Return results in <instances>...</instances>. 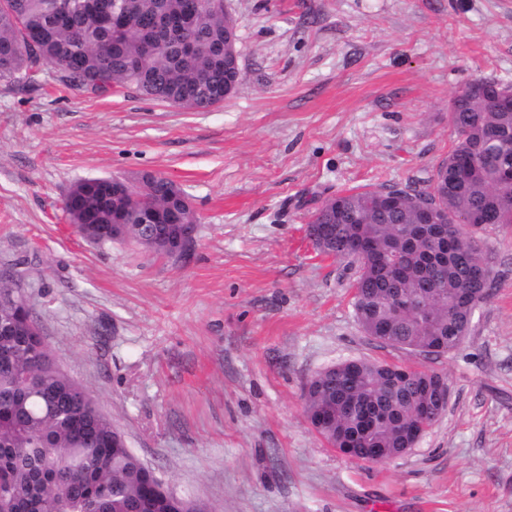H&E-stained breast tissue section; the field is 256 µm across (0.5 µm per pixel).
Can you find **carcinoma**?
Segmentation results:
<instances>
[{"mask_svg": "<svg viewBox=\"0 0 512 512\" xmlns=\"http://www.w3.org/2000/svg\"><path fill=\"white\" fill-rule=\"evenodd\" d=\"M132 20L112 30V14ZM158 16L173 22L155 33ZM224 0H204L195 16L192 0H0V82L40 83L43 67L59 81L91 92L81 80L89 70L109 87L132 86L171 105L186 98L198 109L224 92ZM191 39L190 48L183 37ZM512 96V85L477 78L450 100L454 149L423 186L381 185L328 198L312 214L333 228L332 257L355 269L354 309L363 332L408 353L440 356L455 337L472 331L475 303L490 296L489 226L512 224V188L500 187L512 169V107L492 100ZM137 205L171 209L180 190L167 177L148 175ZM428 203L431 224L416 223ZM71 221L110 224L131 207L79 182L64 199ZM474 214L479 223L455 219ZM175 237L157 225L140 246L168 255ZM15 274L0 269V512H202L187 497L172 499L160 478L115 437L112 420L82 385L64 373L46 345L38 318ZM433 375L425 369L356 360L324 370L310 381L305 411L314 430L353 460L365 448L389 457L419 425L431 421L425 401Z\"/></svg>", "mask_w": 512, "mask_h": 512, "instance_id": "cac0c4a2", "label": "carcinoma"}]
</instances>
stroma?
Listing matches in <instances>:
<instances>
[{
    "label": "stroma",
    "mask_w": 512,
    "mask_h": 512,
    "mask_svg": "<svg viewBox=\"0 0 512 512\" xmlns=\"http://www.w3.org/2000/svg\"><path fill=\"white\" fill-rule=\"evenodd\" d=\"M224 3L241 82L221 106L0 83V268L129 448L206 512H512V225L485 234L472 334L431 359L364 334L351 270L305 232L326 198L447 157L449 98L512 84V0ZM147 172L190 198L188 256L94 243L64 209L82 180ZM352 359L446 379V412L406 454L355 461L311 426L305 385Z\"/></svg>",
    "instance_id": "obj_1"
}]
</instances>
